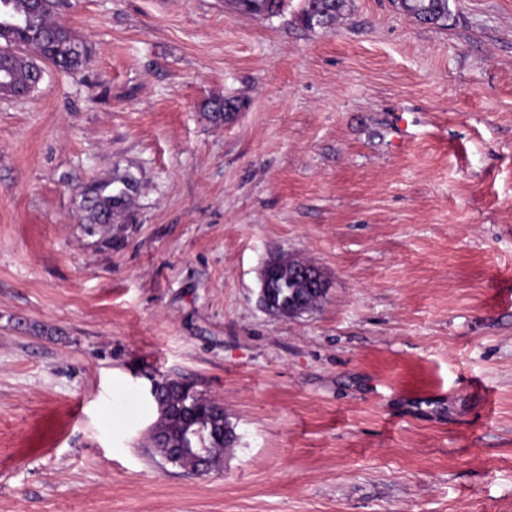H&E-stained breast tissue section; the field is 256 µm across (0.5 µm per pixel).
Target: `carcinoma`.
Wrapping results in <instances>:
<instances>
[{
    "label": "carcinoma",
    "instance_id": "cac0c4a2",
    "mask_svg": "<svg viewBox=\"0 0 512 512\" xmlns=\"http://www.w3.org/2000/svg\"><path fill=\"white\" fill-rule=\"evenodd\" d=\"M240 13L251 16L274 17L283 12L284 0H229ZM350 0H304L299 14L300 22L309 29L330 28L338 22ZM395 5L416 21L431 26H443L451 15L449 0H394ZM56 2L52 0L42 13L33 12L31 0H0V13L25 17L33 16V31L18 32L12 40L0 36V61L8 67L7 82L0 85V93L8 96L30 88L35 62H44L57 69L74 72L86 64L88 50L72 30L54 18ZM246 106V101L235 96L215 99L208 106L207 118L215 125L224 119H234ZM121 187L100 195L98 209L92 211V220L100 219L98 210H105L111 202L131 199L128 177L119 179ZM301 262L279 260L270 273L268 300L276 310L305 306L315 310L322 294L313 281L293 279L295 268ZM157 396L153 400L157 417L149 435L152 456H162L163 448H210L212 465L224 460L234 447L237 435L224 410L191 391L183 382L164 377L156 382Z\"/></svg>",
    "mask_w": 512,
    "mask_h": 512
}]
</instances>
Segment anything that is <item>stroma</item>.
<instances>
[{
	"label": "stroma",
	"instance_id": "obj_1",
	"mask_svg": "<svg viewBox=\"0 0 512 512\" xmlns=\"http://www.w3.org/2000/svg\"><path fill=\"white\" fill-rule=\"evenodd\" d=\"M302 7L58 0L88 63L0 97V512H512V0ZM273 254L329 283L299 320ZM164 377L220 470L147 453ZM285 0H229L239 12L251 16L274 17L283 12ZM349 2L350 0H304L299 20L309 29L330 28L344 16ZM394 3L424 25L444 26L451 15L449 0H394ZM246 106V101L235 96L214 99L208 106L207 118L215 125L224 124V113L228 121L234 119ZM278 259L279 264L273 266L270 273L269 288L267 274L270 266L263 265L260 272V301L263 303L264 309L272 315L282 318L278 312L265 303V289L268 288V300L277 311L288 313V309L297 306H306L311 312L314 311L324 296L319 292L316 283L313 281L321 283L322 288H328L321 272L314 266L307 264L298 269V273L303 278H310L313 281L295 280L292 277L295 268L300 267L303 262L289 259L282 260L279 257Z\"/></svg>",
	"mask_w": 512,
	"mask_h": 512
}]
</instances>
